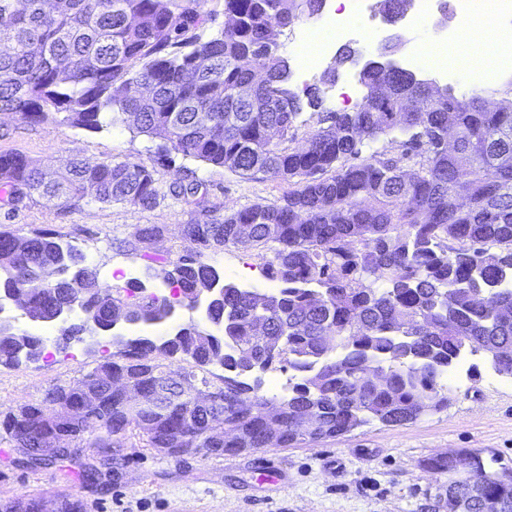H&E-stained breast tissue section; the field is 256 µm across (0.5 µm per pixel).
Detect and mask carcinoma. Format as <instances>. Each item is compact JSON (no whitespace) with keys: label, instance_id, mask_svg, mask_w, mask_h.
<instances>
[{"label":"carcinoma","instance_id":"1","mask_svg":"<svg viewBox=\"0 0 512 512\" xmlns=\"http://www.w3.org/2000/svg\"><path fill=\"white\" fill-rule=\"evenodd\" d=\"M0 0V112L98 132L141 119L131 129L163 141L161 150L222 167L242 177L288 184L273 203H256L205 224L185 225L184 244L164 281L191 306L212 291L206 330L190 323L155 341L111 342L121 360H105L80 380L0 418V428L27 462L66 430L89 448H111L130 433L166 454L221 455L246 448L295 447L331 440L377 421L400 425L448 406L445 373L467 356L506 354L490 363L512 374V106L487 112L482 98L449 95L434 104L413 78L378 66L359 73L376 98L353 112H329L327 126L290 148L302 111L288 86L290 65L277 53L278 29L322 11L323 0H224L223 27L206 34L205 0ZM405 0H376L400 23ZM340 48L321 80L354 57ZM140 68H135V65ZM397 133L409 136L400 155L362 147ZM419 158L406 175L402 162ZM0 183L20 200L37 193L65 205L84 199L147 208L158 196L143 163L78 160L49 173L19 153H0ZM163 234L158 224L134 227L137 241ZM255 250L265 277L279 288L256 297L221 282L205 260L210 248ZM82 290L93 325L55 318ZM58 323L55 345L108 333L123 321L158 324L175 309L142 284L112 288L76 246L39 231L0 230L1 301ZM45 340L0 323V366L17 368L44 354ZM262 371L288 373V397L271 411L250 381ZM212 366L224 369L218 375ZM210 387L220 402L196 405L181 380ZM165 381L167 393L142 408L132 397ZM89 400L86 416L55 403ZM308 412L318 428L306 432ZM471 481L451 476L457 460L437 456L431 469L448 477L461 512H482L493 498L512 512V466L489 470L482 451L461 449ZM25 496L0 512H38Z\"/></svg>","mask_w":512,"mask_h":512}]
</instances>
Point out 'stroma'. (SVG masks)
I'll use <instances>...</instances> for the list:
<instances>
[{"label": "stroma", "instance_id": "stroma-1", "mask_svg": "<svg viewBox=\"0 0 512 512\" xmlns=\"http://www.w3.org/2000/svg\"><path fill=\"white\" fill-rule=\"evenodd\" d=\"M353 46L362 61L389 57L404 65L413 52L406 25H381L378 38L358 39ZM157 143L117 125L89 132L47 119L0 117V153H20L41 165L60 168L70 158L144 163L154 168L159 196L149 208L80 202L64 206L37 195L4 203L0 187V225L37 230L71 242L86 256L105 286L142 282L163 289L162 267L147 256H165L182 239V225L202 223L228 210L271 203L287 184L263 177L244 178L182 155L156 159ZM194 184L193 196H179L176 186ZM165 229L158 244L132 241L137 225ZM206 260L224 281L243 288L274 290L256 251L210 250ZM206 325L204 311L179 306L159 324H119L118 334L160 337L181 325ZM96 338L72 342L55 351L53 360L0 367V413L40 403L46 393L69 385L101 361ZM450 397L446 409L395 426L373 423L336 439L294 448H259L223 456L168 455L150 448L142 437L120 438L114 450L118 465L110 478L86 482L77 464L53 461L34 468L0 432V502L29 495L47 501L67 495L85 512H427L446 495L445 478L426 471L427 459L464 448L480 449L512 465V379L486 367L442 379ZM274 463L286 476L284 488H261L260 467Z\"/></svg>", "mask_w": 512, "mask_h": 512}]
</instances>
